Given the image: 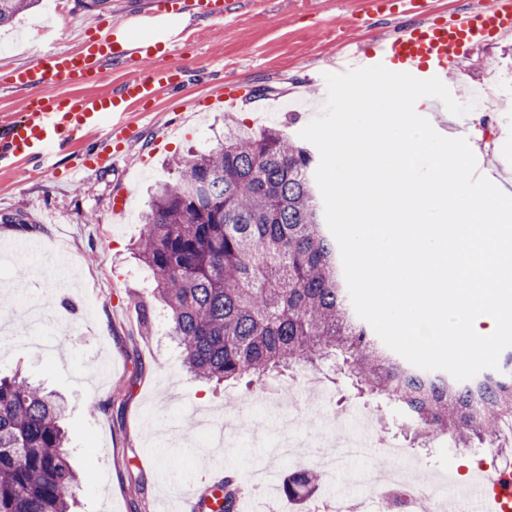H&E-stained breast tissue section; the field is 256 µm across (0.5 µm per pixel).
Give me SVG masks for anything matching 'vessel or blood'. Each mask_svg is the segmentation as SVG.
<instances>
[{
  "instance_id": "vessel-or-blood-1",
  "label": "vessel or blood",
  "mask_w": 512,
  "mask_h": 512,
  "mask_svg": "<svg viewBox=\"0 0 512 512\" xmlns=\"http://www.w3.org/2000/svg\"><path fill=\"white\" fill-rule=\"evenodd\" d=\"M155 16L187 14L207 21L223 20L229 12L226 0H156ZM409 21L386 39L370 45L352 43L342 61L344 70L378 64L400 69L415 78L447 80L461 57L488 43L494 34L512 30V0H495L484 11L429 17L424 0H402ZM185 36L171 31L164 39L146 38L134 45L118 42L115 32L90 35L75 51L47 50L28 67L15 70L10 84L27 90L22 111L0 129V169L26 162L44 164L48 156L63 153L82 132L97 134L80 160L67 170L81 180L97 172L105 159L117 158L136 132L125 119L133 107L151 105L160 93L179 95L188 81L183 66H157L159 56H174ZM135 63L137 70L112 92L85 93L99 83L108 68ZM61 82L82 87V94L46 98L33 88ZM474 505L473 512H512V476L488 472L476 482L456 486L442 505V512H458L460 501Z\"/></svg>"
}]
</instances>
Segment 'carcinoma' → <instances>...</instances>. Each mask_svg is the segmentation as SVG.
Masks as SVG:
<instances>
[{"label":"carcinoma","mask_w":512,"mask_h":512,"mask_svg":"<svg viewBox=\"0 0 512 512\" xmlns=\"http://www.w3.org/2000/svg\"><path fill=\"white\" fill-rule=\"evenodd\" d=\"M38 0H0V25ZM313 152L275 128H229L224 144L174 162L155 190L138 243L186 370L250 385L330 357L361 393L395 405L426 446L512 445V350L499 369L457 381L413 366L352 311L340 251L324 218ZM67 408L29 379L0 375V512H70L81 485L62 426ZM238 470L208 490L207 512H234ZM315 470L283 492L310 496Z\"/></svg>","instance_id":"carcinoma-1"}]
</instances>
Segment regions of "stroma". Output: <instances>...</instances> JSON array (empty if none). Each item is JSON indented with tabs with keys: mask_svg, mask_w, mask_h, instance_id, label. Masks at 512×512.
I'll list each match as a JSON object with an SVG mask.
<instances>
[{
	"mask_svg": "<svg viewBox=\"0 0 512 512\" xmlns=\"http://www.w3.org/2000/svg\"><path fill=\"white\" fill-rule=\"evenodd\" d=\"M62 2L59 9L42 2L0 27V43L12 47L8 58L0 57V124L21 104L20 92L7 82L13 69L48 49H78L86 32L104 20L124 25L129 42H136L140 21L153 9L152 0H110L102 9L83 7L81 0ZM364 9V0H245L224 22L189 30L175 58L189 70V81L179 96L161 93L151 110L128 114L138 137L127 144L123 158L83 184L66 181L70 157L0 169V248L15 253L13 266L0 268V310L21 323L28 305L37 303L49 317L44 325L28 327L26 335H0V372L22 371L66 399L64 425L82 483L73 512H181L184 499L202 498L213 478L207 465L211 450L190 435L195 413H214L230 423L244 420L233 433V446L219 450L225 466L244 475L266 464L290 474L294 466L278 454L279 443L321 428V415L310 411L297 427L282 430L279 412L259 399V385L225 386L191 377L163 325L148 331L142 326L140 306L154 303L156 281L135 247L151 191L175 176L171 161L217 147L227 121L256 131L275 126L298 136L323 108L324 76L334 70L330 59L341 54V41L356 37L369 44L399 25L395 19H369ZM217 69L229 80L262 89V96L231 111L205 108L204 100L216 92L210 75ZM452 81L476 90L491 83L501 89L500 111L461 117L445 111L441 118L460 124L459 135L467 139L480 173L508 189L512 34L462 59ZM172 112L181 120L169 129L165 123ZM123 193L128 207L116 224L112 206ZM22 221L41 226V250L23 248ZM50 264L68 270L73 310L49 296ZM20 265L27 268L22 277L16 274ZM322 389L343 402L339 419L355 409L370 415L377 431L367 442L378 443L383 434L404 439L407 461L418 466L421 477L452 472L457 459L470 454L449 440L425 447L405 440L401 412L376 411L346 379L324 382ZM178 453L187 454L188 466L168 471L166 458ZM379 461L370 451L345 458L337 472L322 474L315 497L349 492L359 476L378 471Z\"/></svg>",
	"mask_w": 512,
	"mask_h": 512,
	"instance_id": "stroma-1",
	"label": "stroma"
}]
</instances>
